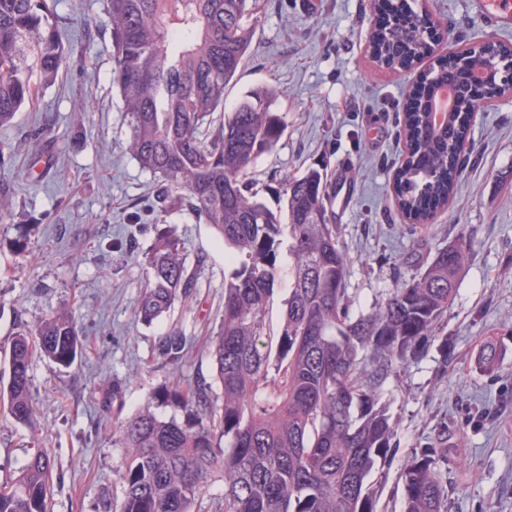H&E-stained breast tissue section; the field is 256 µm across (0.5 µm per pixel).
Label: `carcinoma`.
<instances>
[{"label":"carcinoma","mask_w":512,"mask_h":512,"mask_svg":"<svg viewBox=\"0 0 512 512\" xmlns=\"http://www.w3.org/2000/svg\"><path fill=\"white\" fill-rule=\"evenodd\" d=\"M260 13V0H107L112 83L124 103L129 151L181 194L182 206L214 225L236 268L224 280L222 323L208 346L220 395L205 383L165 387L120 421L114 444L125 449L121 493L118 504L102 503L103 512H195L217 481L224 495L210 503L211 512H378L373 477L396 447V422L380 388L437 337L470 258V242H451L372 310L353 312L347 257L333 223L335 181L314 168L284 177L282 214L245 183L248 169L287 128L273 109L275 90L253 89L211 127L249 55ZM424 22L409 0H398L394 19L372 35L376 64L397 70L428 55L431 47L419 37ZM508 53L511 45L491 41L467 58V68ZM66 58L56 0H0V127L12 125L36 91L55 82ZM461 73L440 62L426 80L451 87ZM475 98L465 85L439 125L425 96L414 92L399 119L405 150L392 192L415 227L427 226L453 196ZM284 220L292 264L274 336L265 314L279 281ZM30 231L17 226L14 253L28 252ZM144 266L133 309L150 325L189 288L175 233L156 237ZM185 346L171 334L161 351L178 359ZM84 350L67 308L34 326L18 325L0 371V404L15 423L40 426L33 352L68 368ZM504 351L498 339L484 340L477 367L494 371ZM168 406L184 416L157 412ZM53 470L49 453L29 456L0 481V512H51ZM400 481L401 512H448V449L413 452Z\"/></svg>","instance_id":"1"}]
</instances>
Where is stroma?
<instances>
[{"mask_svg": "<svg viewBox=\"0 0 512 512\" xmlns=\"http://www.w3.org/2000/svg\"><path fill=\"white\" fill-rule=\"evenodd\" d=\"M422 3L446 32L436 56L486 39L512 44V31L488 27L471 0ZM104 7L105 0H58L67 63L16 124L0 127V142L21 145L5 167L16 185L11 221L0 224V348L17 324L65 304L89 342L68 368L34 357L40 431L0 410L1 465L11 470L35 449L51 450L53 512H96L113 496L123 454L113 442L118 418L139 411L162 387L213 381L205 345L220 327L224 279L234 268L214 226L184 207L162 205L156 179L128 151ZM377 22L370 0H264L250 57L226 104L259 85L278 91L274 107L288 128L248 172L269 207L278 205L274 189L283 175L313 167L333 176L348 164L353 196L336 222L355 311H369L414 276L430 251L460 237L471 241L472 259L442 330L447 352L427 342L422 357L381 390L398 422L379 480L380 505L399 512L407 457L444 446L449 512H512V97L476 113L454 198L424 229L410 227L391 196L403 148L398 115L432 61L398 71L377 67L369 52ZM20 224L33 227L23 257L9 249ZM167 226L183 243L195 286L146 325L132 310L144 273L130 249H146ZM174 331L186 340L177 361L159 353ZM489 336L507 348L492 378L473 368Z\"/></svg>", "mask_w": 512, "mask_h": 512, "instance_id": "1", "label": "stroma"}]
</instances>
